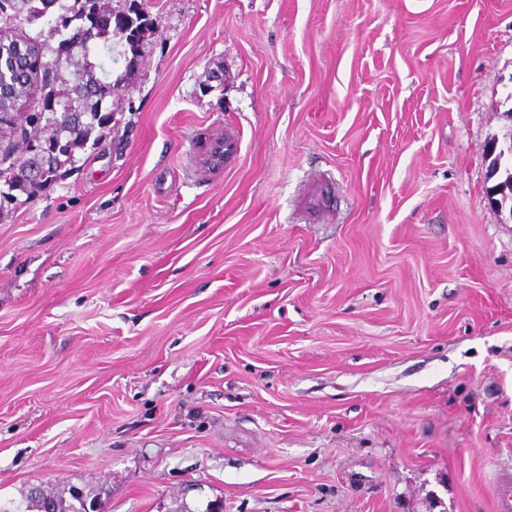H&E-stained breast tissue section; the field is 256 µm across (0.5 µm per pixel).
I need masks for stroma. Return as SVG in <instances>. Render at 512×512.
Returning <instances> with one entry per match:
<instances>
[{"instance_id":"obj_1","label":"stroma","mask_w":512,"mask_h":512,"mask_svg":"<svg viewBox=\"0 0 512 512\" xmlns=\"http://www.w3.org/2000/svg\"><path fill=\"white\" fill-rule=\"evenodd\" d=\"M105 139L0 204V498L492 512L512 0H139ZM241 152L199 179L193 141ZM336 185L324 220L314 178ZM499 153L501 159L499 161V187L507 190V193H511L512 196V156H505L512 154V141L507 138L506 140H500L496 137V140L492 144V155ZM505 156V157H502Z\"/></svg>"}]
</instances>
